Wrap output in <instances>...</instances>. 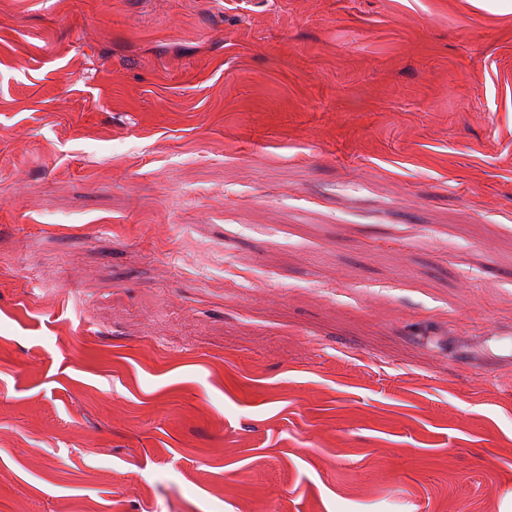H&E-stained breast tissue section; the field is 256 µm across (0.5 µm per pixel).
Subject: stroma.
<instances>
[{
  "instance_id": "1",
  "label": "stroma",
  "mask_w": 512,
  "mask_h": 512,
  "mask_svg": "<svg viewBox=\"0 0 512 512\" xmlns=\"http://www.w3.org/2000/svg\"><path fill=\"white\" fill-rule=\"evenodd\" d=\"M512 0H0V512H512Z\"/></svg>"
}]
</instances>
